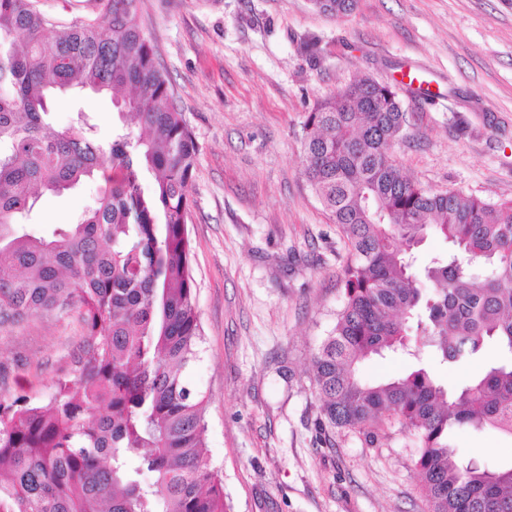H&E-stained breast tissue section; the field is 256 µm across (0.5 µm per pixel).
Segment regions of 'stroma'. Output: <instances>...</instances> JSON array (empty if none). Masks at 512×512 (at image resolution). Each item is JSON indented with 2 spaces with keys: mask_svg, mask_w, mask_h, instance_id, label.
<instances>
[{
  "mask_svg": "<svg viewBox=\"0 0 512 512\" xmlns=\"http://www.w3.org/2000/svg\"><path fill=\"white\" fill-rule=\"evenodd\" d=\"M139 20L198 146L187 214L202 329L187 372L206 400L210 464L230 512H427L411 431L366 443L324 434L312 359L345 300L346 239L303 174L316 99L354 78L410 74L408 114L391 153L422 187L512 200V0H356L340 19L310 0H139ZM54 126L92 115L102 139L110 98L58 96ZM95 188L43 195L36 235L74 223ZM75 319L32 317L0 335V395L47 400L77 351ZM458 457L494 467L512 436L459 429Z\"/></svg>",
  "mask_w": 512,
  "mask_h": 512,
  "instance_id": "35a3bbf8",
  "label": "stroma"
}]
</instances>
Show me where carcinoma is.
Wrapping results in <instances>:
<instances>
[{
  "label": "carcinoma",
  "instance_id": "1",
  "mask_svg": "<svg viewBox=\"0 0 512 512\" xmlns=\"http://www.w3.org/2000/svg\"><path fill=\"white\" fill-rule=\"evenodd\" d=\"M88 2L68 20L0 0V328L55 315L85 329L48 400L0 397V512H226L204 399L184 379L201 339L187 227L198 147L137 0ZM310 2L336 18L355 5ZM71 91L112 96L123 124L111 139L85 112L51 126V98ZM405 126L392 86L367 76L304 121L305 175L350 251L345 304L312 360L319 426L372 441L401 423L428 512H512V465L451 460L462 427L512 436V201L411 181L389 153ZM101 174L76 223L26 230L44 193ZM430 233L454 249L420 270L412 250ZM491 341L501 357L454 389L420 356L457 364ZM387 349L412 356L410 369L365 381L361 364Z\"/></svg>",
  "mask_w": 512,
  "mask_h": 512
}]
</instances>
